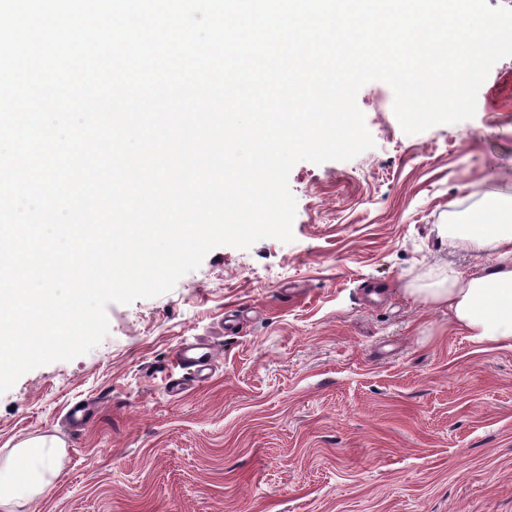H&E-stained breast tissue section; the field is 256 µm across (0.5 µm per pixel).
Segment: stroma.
<instances>
[{
    "label": "stroma",
    "mask_w": 512,
    "mask_h": 512,
    "mask_svg": "<svg viewBox=\"0 0 512 512\" xmlns=\"http://www.w3.org/2000/svg\"><path fill=\"white\" fill-rule=\"evenodd\" d=\"M391 94L357 95L373 148L292 168V242L212 249L171 291L109 304L96 348L0 393V450L65 444L20 512H512V346L404 294L473 266L446 228L512 196V102L481 93L473 118L408 135ZM185 341L218 359L174 397Z\"/></svg>",
    "instance_id": "1"
}]
</instances>
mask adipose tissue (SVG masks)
I'll use <instances>...</instances> for the list:
<instances>
[{
  "label": "adipose tissue",
  "mask_w": 512,
  "mask_h": 512,
  "mask_svg": "<svg viewBox=\"0 0 512 512\" xmlns=\"http://www.w3.org/2000/svg\"><path fill=\"white\" fill-rule=\"evenodd\" d=\"M498 217L492 224H452L451 247L484 256L483 264L464 273L449 269L410 296L448 311V328L489 345L512 343V201L496 200ZM62 448L51 436L22 441L0 463V512L16 507L48 490L58 474Z\"/></svg>",
  "instance_id": "ef3b65f1"
}]
</instances>
